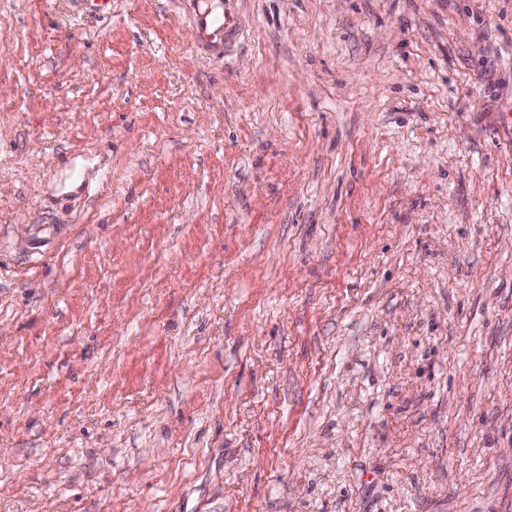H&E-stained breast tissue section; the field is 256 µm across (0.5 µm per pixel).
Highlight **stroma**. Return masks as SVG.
<instances>
[{
	"label": "stroma",
	"mask_w": 512,
	"mask_h": 512,
	"mask_svg": "<svg viewBox=\"0 0 512 512\" xmlns=\"http://www.w3.org/2000/svg\"><path fill=\"white\" fill-rule=\"evenodd\" d=\"M0 512H512V0H0ZM196 27L200 33V41L209 46L217 45L207 38V33H224V12L221 15H211L205 11L195 18Z\"/></svg>",
	"instance_id": "1"
}]
</instances>
